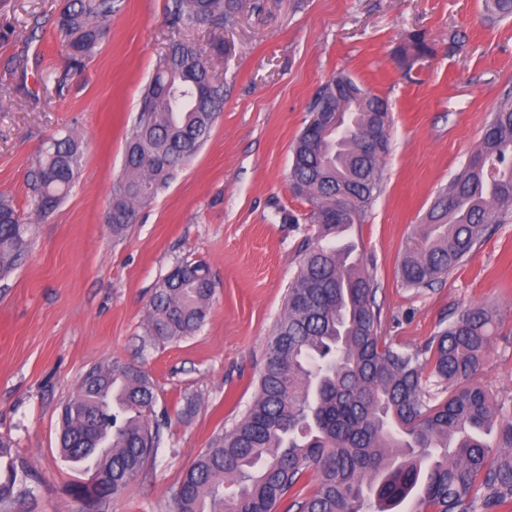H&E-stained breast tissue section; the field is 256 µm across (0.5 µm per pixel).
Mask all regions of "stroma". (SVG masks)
<instances>
[{"label":"stroma","mask_w":512,"mask_h":512,"mask_svg":"<svg viewBox=\"0 0 512 512\" xmlns=\"http://www.w3.org/2000/svg\"><path fill=\"white\" fill-rule=\"evenodd\" d=\"M60 2L0 0V197L31 224L25 259L0 279V438L27 471L9 512H85L71 488L88 475L61 456L58 415L88 369L115 359L150 374L155 411L172 420L156 456L100 512H172L186 469L254 399L266 338L314 237L283 220L305 210L288 182L291 146L339 74L392 114L382 191L345 237L375 279L380 336L421 349L465 307L496 304L477 380L512 406V216L433 287L400 277L438 190L512 94V16L489 21L484 0H239L222 28L176 30L170 0H124L71 71ZM417 33L429 53L402 59ZM174 40L201 55L224 104L199 153L117 234L109 215L126 138ZM68 133L81 165L59 207L37 218L30 173L49 139ZM185 259L209 264L213 302L192 335L155 339L150 300Z\"/></svg>","instance_id":"obj_1"}]
</instances>
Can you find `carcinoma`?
<instances>
[{
	"label": "carcinoma",
	"instance_id": "1",
	"mask_svg": "<svg viewBox=\"0 0 512 512\" xmlns=\"http://www.w3.org/2000/svg\"><path fill=\"white\" fill-rule=\"evenodd\" d=\"M123 0H64L56 26L69 47V68L80 69L108 33ZM237 0H171L178 28L223 27ZM491 18L512 15V0H486ZM210 82L197 99L193 82ZM224 100L201 56L172 43L142 95L125 148L124 174L113 186L110 221L120 233L165 188L210 136ZM332 101L348 133L336 142L328 122L306 125L292 146L289 183L306 203L292 224L316 227L288 288L283 314L265 345L257 393L232 428L218 435L185 471L173 512H476L512 504V410L474 381L486 352L493 313L483 305L459 312L421 350L386 344L378 334L374 280L350 260V248L327 239L363 223L381 191L383 164L364 144L389 146L387 101L355 80L331 77L311 102ZM82 159L78 141L52 140L40 155L30 190L37 210L63 201ZM348 212L336 223V195ZM512 212V98L490 113L481 145L425 215L421 247L408 251L401 277L427 288L457 267L488 225ZM29 227L0 199V277L27 248ZM208 264H177L156 288L147 334L177 340L204 323L214 296ZM156 388L134 363L114 360L86 371L63 404L60 451L93 471L73 488L81 502L102 505L128 489L154 457L166 420L155 412ZM316 482L305 496L298 486ZM10 443L0 441V508L23 481ZM230 493H225V490Z\"/></svg>",
	"mask_w": 512,
	"mask_h": 512
}]
</instances>
